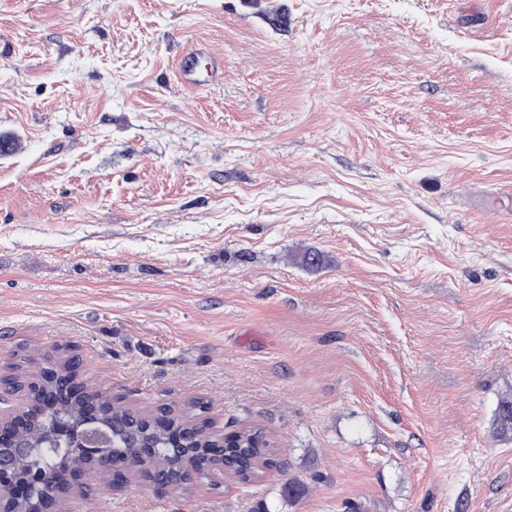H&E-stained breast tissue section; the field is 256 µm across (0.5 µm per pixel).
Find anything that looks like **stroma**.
I'll return each instance as SVG.
<instances>
[{
	"instance_id": "35a3bbf8",
	"label": "stroma",
	"mask_w": 512,
	"mask_h": 512,
	"mask_svg": "<svg viewBox=\"0 0 512 512\" xmlns=\"http://www.w3.org/2000/svg\"><path fill=\"white\" fill-rule=\"evenodd\" d=\"M0 135V376L62 347L283 463L70 512H512V0H0ZM493 429L501 440L507 443L512 442V397L502 398L496 409L493 420Z\"/></svg>"
}]
</instances>
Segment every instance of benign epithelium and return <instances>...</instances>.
<instances>
[{
	"mask_svg": "<svg viewBox=\"0 0 512 512\" xmlns=\"http://www.w3.org/2000/svg\"><path fill=\"white\" fill-rule=\"evenodd\" d=\"M73 398L80 394L81 382L77 378H62L58 367L48 362L42 374L32 380V392L27 402L17 405L8 414L0 412V512H64L62 504L76 490L85 487L78 483L77 469H97L107 474L132 468L133 460L151 465L155 449L138 441L135 453L116 460L108 456L114 443L111 410L98 405L78 421L67 419L56 412L58 390ZM40 408L38 419L45 425L48 446L56 449L58 460L48 466H39L26 476L16 475L18 467L34 456L36 449L21 439L26 423ZM191 449H181L179 467L172 482L182 476L199 477L203 474L224 472V446L210 449L203 469L190 455Z\"/></svg>",
	"mask_w": 512,
	"mask_h": 512,
	"instance_id": "benign-epithelium-1",
	"label": "benign epithelium"
}]
</instances>
